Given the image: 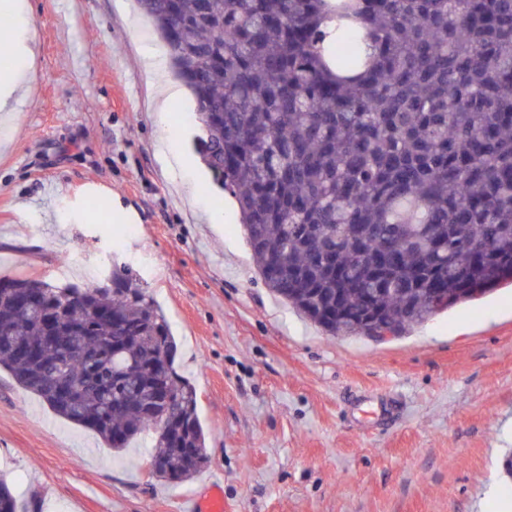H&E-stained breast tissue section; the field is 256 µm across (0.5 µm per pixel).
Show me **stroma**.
<instances>
[{"instance_id":"35a3bbf8","label":"stroma","mask_w":512,"mask_h":512,"mask_svg":"<svg viewBox=\"0 0 512 512\" xmlns=\"http://www.w3.org/2000/svg\"><path fill=\"white\" fill-rule=\"evenodd\" d=\"M28 34L32 88L0 122V276L136 272L197 390L209 462L157 482L153 433L114 452L0 369L18 512H183L212 479L224 512H512L511 287L384 342L329 335L262 282L192 95L156 111L166 77L141 56L163 42L135 0H29Z\"/></svg>"}]
</instances>
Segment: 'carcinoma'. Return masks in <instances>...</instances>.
<instances>
[{"mask_svg":"<svg viewBox=\"0 0 512 512\" xmlns=\"http://www.w3.org/2000/svg\"><path fill=\"white\" fill-rule=\"evenodd\" d=\"M269 290L333 336L396 335L512 282V0H140ZM171 326L122 267L0 276V368L151 477L208 462ZM71 380L64 395L52 380ZM0 512H18L0 477Z\"/></svg>","mask_w":512,"mask_h":512,"instance_id":"1","label":"carcinoma"}]
</instances>
